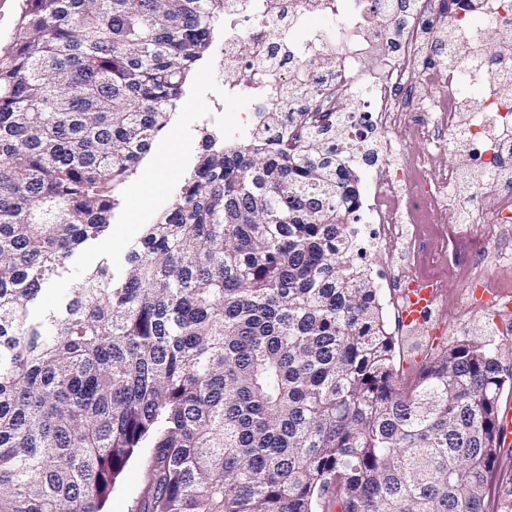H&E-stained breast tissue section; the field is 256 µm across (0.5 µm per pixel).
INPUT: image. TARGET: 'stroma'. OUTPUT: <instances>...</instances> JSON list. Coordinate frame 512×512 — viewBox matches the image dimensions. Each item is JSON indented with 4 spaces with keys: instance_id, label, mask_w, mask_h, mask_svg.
Wrapping results in <instances>:
<instances>
[{
    "instance_id": "1",
    "label": "stroma",
    "mask_w": 512,
    "mask_h": 512,
    "mask_svg": "<svg viewBox=\"0 0 512 512\" xmlns=\"http://www.w3.org/2000/svg\"><path fill=\"white\" fill-rule=\"evenodd\" d=\"M224 46V30L216 28L213 44L193 68L182 98L174 111L175 119L152 142L150 151L135 173L122 186L120 204L107 232L96 242L83 246L70 258L66 277L43 293L44 300L62 295L71 280L108 263L114 273L127 266L128 249L143 235L147 224L169 206L178 186L189 177L204 152V129H220L224 141L236 143L240 113L257 110L253 98L240 94L234 83L235 71L219 70L217 56ZM151 182L153 190L138 197L134 189L141 181ZM425 271L445 274L444 289L450 299L446 313L433 319L434 333L418 341L399 336L400 353L395 360L401 379L414 378L426 359L454 342L472 336L490 335L501 362L512 369V333L501 330L491 308L475 303L473 292L482 286L501 287L512 293V264L485 263L475 269L449 270L448 254L429 247ZM145 456L132 459L112 492L108 512H135L145 492Z\"/></svg>"
}]
</instances>
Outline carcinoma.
Segmentation results:
<instances>
[{
    "instance_id": "carcinoma-1",
    "label": "carcinoma",
    "mask_w": 512,
    "mask_h": 512,
    "mask_svg": "<svg viewBox=\"0 0 512 512\" xmlns=\"http://www.w3.org/2000/svg\"><path fill=\"white\" fill-rule=\"evenodd\" d=\"M225 0H24L0 48V512H486L512 373L485 338L395 365L336 125L206 153L117 276L31 307L100 238ZM147 448L132 459L112 492L108 512H135L137 503L145 492L144 469Z\"/></svg>"
}]
</instances>
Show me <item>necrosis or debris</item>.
I'll return each mask as SVG.
<instances>
[{"instance_id":"1","label":"necrosis or debris","mask_w":512,"mask_h":512,"mask_svg":"<svg viewBox=\"0 0 512 512\" xmlns=\"http://www.w3.org/2000/svg\"><path fill=\"white\" fill-rule=\"evenodd\" d=\"M394 3L226 0L224 63L273 105L286 89L313 83V99L288 134L292 145L305 131L333 121L359 136L343 100H366L382 158L367 169L357 214L370 226V252L390 262L386 286L393 309L403 310L411 289L427 288L435 311L448 305L444 278L420 272L416 245L428 229L448 246L464 240L461 228L445 220L462 184L474 199L492 200L498 220L487 232L491 253L512 263V58L489 54L485 46L491 37L512 47V0H412L400 18ZM312 18L334 25L311 29ZM241 40L251 47L246 61L233 52ZM431 82L441 93H426ZM409 141L422 143L423 151L406 153ZM458 143L467 147L471 167L497 174V184H471L455 162L439 165V156Z\"/></svg>"}]
</instances>
